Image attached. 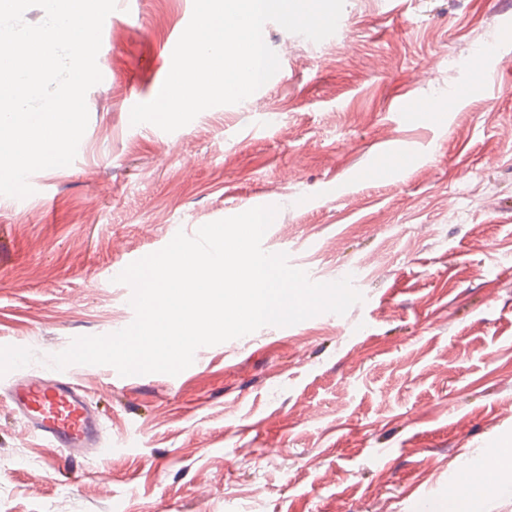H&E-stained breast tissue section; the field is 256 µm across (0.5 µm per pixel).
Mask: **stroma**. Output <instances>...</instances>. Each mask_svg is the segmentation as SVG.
<instances>
[{"label":"stroma","mask_w":512,"mask_h":512,"mask_svg":"<svg viewBox=\"0 0 512 512\" xmlns=\"http://www.w3.org/2000/svg\"><path fill=\"white\" fill-rule=\"evenodd\" d=\"M117 5L75 161L0 196V512H443L452 486L470 512H512V468L462 480L512 450V0H345L330 53L267 23L281 72L260 102L171 133L130 110L193 0ZM401 93L425 111L397 116ZM263 203L280 208L266 252L320 282L359 269L362 302L200 348L175 376L83 366L98 456L25 429L15 375L57 378L72 338L132 323L115 267Z\"/></svg>","instance_id":"obj_1"}]
</instances>
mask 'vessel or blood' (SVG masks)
Listing matches in <instances>:
<instances>
[{
    "label": "vessel or blood",
    "mask_w": 512,
    "mask_h": 512,
    "mask_svg": "<svg viewBox=\"0 0 512 512\" xmlns=\"http://www.w3.org/2000/svg\"><path fill=\"white\" fill-rule=\"evenodd\" d=\"M10 403L12 412L31 430L69 456L99 445L102 423L70 378L49 382L36 373L17 375Z\"/></svg>",
    "instance_id": "1"
}]
</instances>
